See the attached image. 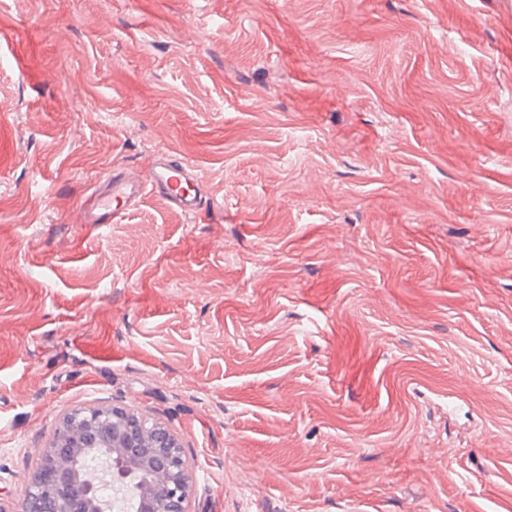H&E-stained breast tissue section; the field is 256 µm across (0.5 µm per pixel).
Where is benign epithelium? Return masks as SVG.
Returning a JSON list of instances; mask_svg holds the SVG:
<instances>
[{"label": "benign epithelium", "mask_w": 512, "mask_h": 512, "mask_svg": "<svg viewBox=\"0 0 512 512\" xmlns=\"http://www.w3.org/2000/svg\"><path fill=\"white\" fill-rule=\"evenodd\" d=\"M133 465L147 476L143 512H190L193 471L178 438L162 423L119 405L81 406L57 423L49 449L29 482L42 492L25 498L17 512H103L77 469L83 457Z\"/></svg>", "instance_id": "1"}]
</instances>
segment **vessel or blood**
Segmentation results:
<instances>
[{"mask_svg":"<svg viewBox=\"0 0 512 512\" xmlns=\"http://www.w3.org/2000/svg\"><path fill=\"white\" fill-rule=\"evenodd\" d=\"M201 182V172L194 163L177 162L167 153L159 152L144 169L129 174L120 172L100 182L92 193V202L84 207L83 221L87 224L112 223L153 195L161 196L181 214L193 217L203 206L199 191Z\"/></svg>","mask_w":512,"mask_h":512,"instance_id":"1","label":"vessel or blood"}]
</instances>
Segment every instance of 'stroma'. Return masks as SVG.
Listing matches in <instances>:
<instances>
[{"instance_id":"35a3bbf8","label":"stroma","mask_w":512,"mask_h":512,"mask_svg":"<svg viewBox=\"0 0 512 512\" xmlns=\"http://www.w3.org/2000/svg\"><path fill=\"white\" fill-rule=\"evenodd\" d=\"M112 403L191 512H512V0H0V507ZM201 182V172L194 163L176 162L167 153L158 152L144 169L120 172L100 182L91 194L92 202L84 206L83 223L112 224L153 195L161 196L181 214L195 217L203 206Z\"/></svg>"}]
</instances>
